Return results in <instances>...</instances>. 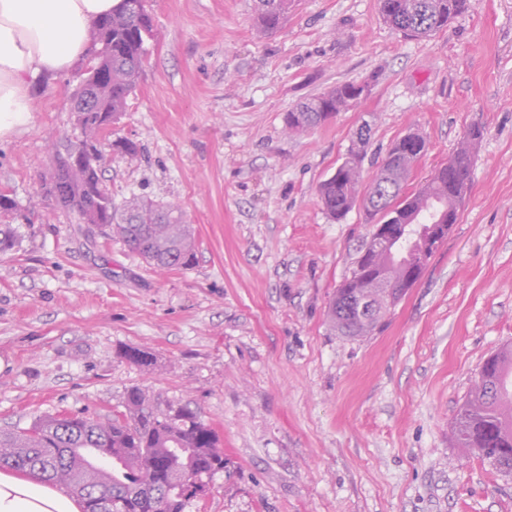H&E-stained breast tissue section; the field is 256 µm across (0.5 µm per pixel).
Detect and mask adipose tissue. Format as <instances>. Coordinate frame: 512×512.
I'll list each match as a JSON object with an SVG mask.
<instances>
[{
  "label": "adipose tissue",
  "instance_id": "obj_1",
  "mask_svg": "<svg viewBox=\"0 0 512 512\" xmlns=\"http://www.w3.org/2000/svg\"><path fill=\"white\" fill-rule=\"evenodd\" d=\"M117 0H0V140L32 119L31 80L67 72L89 49L95 20ZM0 512H80L66 491L0 471Z\"/></svg>",
  "mask_w": 512,
  "mask_h": 512
}]
</instances>
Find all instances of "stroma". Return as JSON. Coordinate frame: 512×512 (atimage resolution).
I'll list each match as a JSON object with an SVG mask.
<instances>
[{
	"instance_id": "obj_1",
	"label": "stroma",
	"mask_w": 512,
	"mask_h": 512,
	"mask_svg": "<svg viewBox=\"0 0 512 512\" xmlns=\"http://www.w3.org/2000/svg\"><path fill=\"white\" fill-rule=\"evenodd\" d=\"M148 7V60L108 133L141 155L112 153L104 180L119 207L178 204L197 263L156 271L43 194L87 65L35 79L30 124L0 140V189L21 213L0 256V431L106 419L146 387L198 406L224 448L185 512H512V477L450 430L479 365L512 344V0H471L428 38L393 30L378 0H294L269 34L253 0ZM348 82L369 96L286 131L288 109ZM365 123L363 177L411 131L428 150L409 188L461 146L474 164L420 280L349 341L326 311L373 225L359 207L328 221L318 187ZM129 346L151 371L118 357Z\"/></svg>"
}]
</instances>
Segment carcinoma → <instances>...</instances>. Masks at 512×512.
<instances>
[{"label":"carcinoma","mask_w":512,"mask_h":512,"mask_svg":"<svg viewBox=\"0 0 512 512\" xmlns=\"http://www.w3.org/2000/svg\"><path fill=\"white\" fill-rule=\"evenodd\" d=\"M291 0H255L263 32L277 29L288 17ZM469 0H380V11L392 29L406 36L429 37L465 12ZM153 37V17L146 0H119L112 14L95 22L93 50L86 77L71 93L75 138L55 144L43 193L77 217L80 224L120 237L152 267L191 268L196 242L191 225L174 203L133 200L118 208L103 179L108 153L134 159L137 145L115 140L101 148L105 131L124 111L143 71ZM351 83L332 87L290 109L286 130L291 134L315 129L355 105ZM93 105H80L85 98ZM368 138L355 137L336 171L319 187L325 213L340 221L361 204L376 224L396 217L406 225L393 243L396 257L411 253L420 227L457 223L473 165L467 146L434 169L418 190L407 191L414 165L426 140L410 132L376 162L375 177L363 185L361 164ZM15 228L0 225V254L15 247ZM387 280L382 297L358 312V297L371 283ZM413 287L400 262H387L370 249L359 252L349 275L336 290L327 313L330 326L349 340L372 335L387 314ZM119 356L149 370L153 355L128 347ZM124 411L107 419L82 412L39 418L28 428L0 433V467L40 476L63 486L83 503V512H184L190 499L177 484L186 474L201 481L224 470V448L215 429L189 402L161 403L148 389L126 392ZM451 434L456 447L488 461L504 477H512V348L488 357L475 384L458 408Z\"/></svg>","instance_id":"carcinoma-1"}]
</instances>
